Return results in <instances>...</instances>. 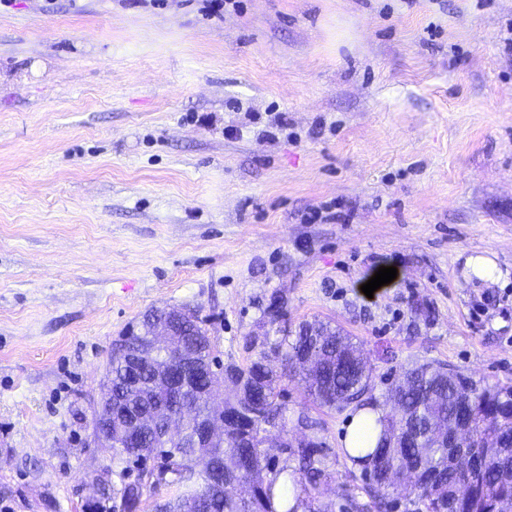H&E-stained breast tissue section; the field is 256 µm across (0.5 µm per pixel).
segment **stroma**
<instances>
[{
    "label": "stroma",
    "mask_w": 512,
    "mask_h": 512,
    "mask_svg": "<svg viewBox=\"0 0 512 512\" xmlns=\"http://www.w3.org/2000/svg\"><path fill=\"white\" fill-rule=\"evenodd\" d=\"M276 303L375 393L416 363L512 384V0H0V512H114L93 477L135 475L88 425L145 311L243 365ZM281 386L340 512L352 410Z\"/></svg>",
    "instance_id": "35a3bbf8"
}]
</instances>
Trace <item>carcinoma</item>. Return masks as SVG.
<instances>
[{"mask_svg":"<svg viewBox=\"0 0 512 512\" xmlns=\"http://www.w3.org/2000/svg\"><path fill=\"white\" fill-rule=\"evenodd\" d=\"M166 309L146 311L136 329L124 334L126 342L143 354L144 375L129 383L121 357L108 363L112 376V409L126 408L133 415L123 424L112 423V464L123 470L161 460L156 480L143 475L118 490L122 510L139 505L143 496L160 486L168 498L160 512H316L311 492L332 478L325 466L328 449L322 438L311 448L288 451L263 445L266 425L288 427L282 397L283 373L308 372L309 397L319 406L336 408L376 402L370 374L359 367L358 347L349 336L328 323L305 322L295 334L267 339L256 358L236 367L247 380V400L262 407L255 418L225 402L224 414L238 413L245 430L230 433L218 448H193L190 438L160 441L155 429H138L135 418L162 407L181 412L188 420L207 419L213 411L202 398L205 384L191 378L178 388H161L154 369L161 365L183 367L188 372L214 365V346L197 311L182 314L180 332L186 352L167 351L154 345L151 319ZM438 364H422L403 371L399 395L390 388L383 400L394 402L400 413L385 411L377 420L381 435L373 448L350 456L362 468L364 484L346 490L344 512H512V385L479 386L473 377L454 372L437 374ZM458 418L468 424L470 443L464 448H435L427 436L429 423L448 427ZM297 466L279 465L280 454ZM292 479L295 504L288 491L277 492L282 476Z\"/></svg>","mask_w":512,"mask_h":512,"instance_id":"1","label":"carcinoma"}]
</instances>
